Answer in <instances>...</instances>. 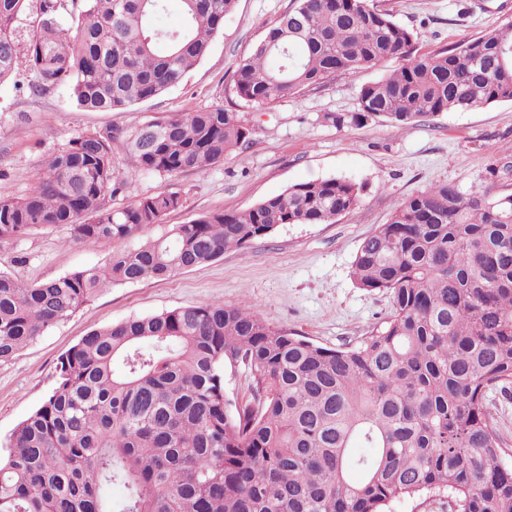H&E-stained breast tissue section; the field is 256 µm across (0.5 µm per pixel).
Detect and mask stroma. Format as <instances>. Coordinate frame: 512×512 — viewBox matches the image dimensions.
I'll return each instance as SVG.
<instances>
[{
	"mask_svg": "<svg viewBox=\"0 0 512 512\" xmlns=\"http://www.w3.org/2000/svg\"><path fill=\"white\" fill-rule=\"evenodd\" d=\"M293 2L237 0L207 56L182 82L122 112L84 111L61 90L32 95L33 74L23 66L0 83V195L15 198L32 191L33 175L51 153L83 133L125 129L216 104L241 113L252 130L249 146L203 172L134 176L122 169V152H115L123 186L112 199L113 207L161 190L182 197L181 207L164 223L128 239L131 248L162 235L169 225L249 207L297 183L349 177L363 187L358 206L335 223L284 224L266 238L170 278L110 287L12 359L0 360V440L53 390L63 353L91 331L132 317L245 300L275 330L329 348L356 343L390 315L392 298L358 288L352 263L364 239L388 221L399 201L435 182L453 184L467 196L496 189L512 192L510 103L446 112L410 127L380 119L344 127L328 121V114L356 111L361 85L396 68V61L338 75L265 106L236 98L231 80L239 58ZM376 3L414 33L423 53L512 22V0ZM116 248L108 240L86 247L66 227H47L0 240V270L31 284L103 264ZM487 408L503 443V457L512 463V385L491 391Z\"/></svg>",
	"mask_w": 512,
	"mask_h": 512,
	"instance_id": "stroma-1",
	"label": "stroma"
}]
</instances>
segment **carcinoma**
I'll return each instance as SVG.
<instances>
[{"instance_id": "carcinoma-1", "label": "carcinoma", "mask_w": 512, "mask_h": 512, "mask_svg": "<svg viewBox=\"0 0 512 512\" xmlns=\"http://www.w3.org/2000/svg\"><path fill=\"white\" fill-rule=\"evenodd\" d=\"M236 0H0V82L19 68L35 95L64 91L92 112L127 109L178 84L208 53ZM36 4L25 52L17 23ZM166 46L159 52L157 46ZM396 59L363 84L336 126L512 102V22L430 53L371 0H295L240 59L232 89L268 105L345 72ZM240 112H179L82 134L54 153L23 197L0 196V240L65 226L85 245L123 241L181 206L159 191L122 207L114 147L130 174L206 171L250 142ZM346 177L294 184L255 205L173 224L101 266L25 285L0 271V360H9L106 286L170 277L283 224H327L360 202ZM353 278L392 297L384 321L346 348L271 329L246 302L204 303L88 333L57 384L0 447V512H386L434 494L452 512H512V464L489 419V391L512 384V193L465 197L439 183L398 203L359 247ZM251 374L243 403L226 366ZM360 448L371 453L361 454ZM351 469L361 472L349 480ZM124 495L112 504V487Z\"/></svg>"}]
</instances>
